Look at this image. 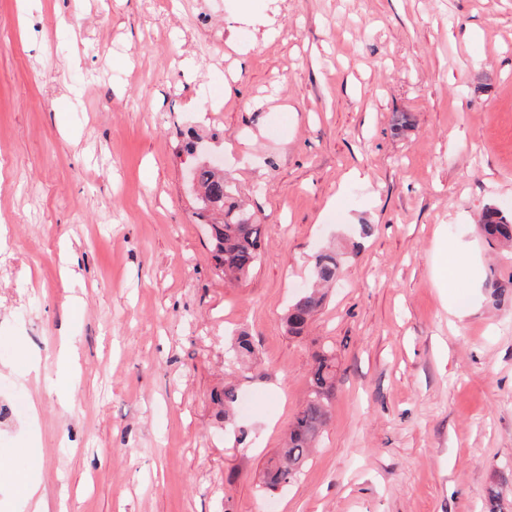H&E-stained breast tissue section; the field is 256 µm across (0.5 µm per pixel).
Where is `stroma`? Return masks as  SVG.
I'll return each instance as SVG.
<instances>
[{"mask_svg": "<svg viewBox=\"0 0 512 512\" xmlns=\"http://www.w3.org/2000/svg\"><path fill=\"white\" fill-rule=\"evenodd\" d=\"M240 2L0 0V512L27 474L50 512H487L493 485L512 512V246L478 228L512 211V0ZM212 155L262 226L239 283L186 180ZM444 241L475 262L452 288ZM327 343L331 418L262 492ZM341 266V257L335 251L320 252L314 260L313 272L316 285L298 295L284 317L289 335L303 336L313 315L321 308L325 293L320 288L329 286L336 281Z\"/></svg>", "mask_w": 512, "mask_h": 512, "instance_id": "35a3bbf8", "label": "stroma"}]
</instances>
